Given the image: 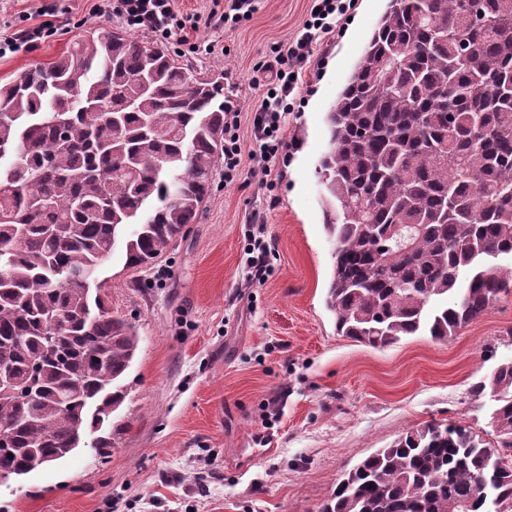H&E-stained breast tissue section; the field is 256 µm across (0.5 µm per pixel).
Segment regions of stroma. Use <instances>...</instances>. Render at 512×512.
Instances as JSON below:
<instances>
[{
  "label": "stroma",
  "mask_w": 512,
  "mask_h": 512,
  "mask_svg": "<svg viewBox=\"0 0 512 512\" xmlns=\"http://www.w3.org/2000/svg\"><path fill=\"white\" fill-rule=\"evenodd\" d=\"M96 0H58L53 36L0 56V85L70 50L93 26L124 28ZM350 19L314 43L301 102L285 118L286 162L264 175L252 159V116L264 63L302 29L312 0H255L249 19L190 32L173 57L224 68L240 110L239 171L216 172L196 224L151 267L121 256L99 268L109 307L140 345L122 381L112 447L83 448L0 486V512H318L336 480L402 432L436 421L489 437L491 398L470 386L512 359V295L453 339L410 336L378 348L337 335L325 306L332 246L316 167L325 114L351 75L387 0H355ZM273 189H265V178ZM274 244L272 272L246 277L254 218Z\"/></svg>",
  "instance_id": "stroma-1"
}]
</instances>
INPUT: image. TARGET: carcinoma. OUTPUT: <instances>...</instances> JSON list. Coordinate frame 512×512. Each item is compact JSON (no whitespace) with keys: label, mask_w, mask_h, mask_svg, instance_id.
Segmentation results:
<instances>
[{"label":"carcinoma","mask_w":512,"mask_h":512,"mask_svg":"<svg viewBox=\"0 0 512 512\" xmlns=\"http://www.w3.org/2000/svg\"><path fill=\"white\" fill-rule=\"evenodd\" d=\"M235 105L224 71L106 27L0 86L1 477L111 447L139 335L94 274L118 249L147 267L197 223ZM326 125L338 335L446 342L512 293V0H390ZM469 392L496 397L494 440L426 422L320 512H512V359Z\"/></svg>","instance_id":"1"}]
</instances>
